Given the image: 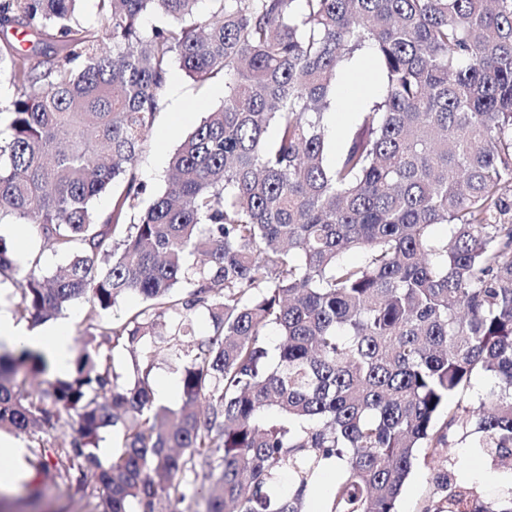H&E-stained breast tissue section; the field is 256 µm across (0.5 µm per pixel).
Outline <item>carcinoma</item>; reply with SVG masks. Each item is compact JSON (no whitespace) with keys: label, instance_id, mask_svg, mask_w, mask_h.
I'll use <instances>...</instances> for the list:
<instances>
[{"label":"carcinoma","instance_id":"cac0c4a2","mask_svg":"<svg viewBox=\"0 0 512 512\" xmlns=\"http://www.w3.org/2000/svg\"><path fill=\"white\" fill-rule=\"evenodd\" d=\"M79 2L0 0V219L69 255L22 269L0 234V278L34 323L88 304L49 390L27 385L42 354L0 349V431L29 437L41 484L96 512H307L335 464L323 512H398L419 453L455 434L512 458V0H213L206 19L197 0H97V25ZM365 53L383 89L329 164L337 80ZM176 63L224 100L154 194L135 161ZM129 295L143 307L101 322ZM147 343L129 383L111 351ZM159 355L182 369L176 410L153 397ZM478 372L496 388L472 414L452 398ZM436 483L424 512H512L446 469ZM42 497L0 491V512Z\"/></svg>","mask_w":512,"mask_h":512}]
</instances>
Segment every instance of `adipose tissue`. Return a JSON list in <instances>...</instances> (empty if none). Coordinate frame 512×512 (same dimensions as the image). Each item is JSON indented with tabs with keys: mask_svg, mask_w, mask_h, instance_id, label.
I'll return each mask as SVG.
<instances>
[{
	"mask_svg": "<svg viewBox=\"0 0 512 512\" xmlns=\"http://www.w3.org/2000/svg\"><path fill=\"white\" fill-rule=\"evenodd\" d=\"M0 340L41 353L56 374H67L73 359V342L69 322L61 321L39 330H30L0 310Z\"/></svg>",
	"mask_w": 512,
	"mask_h": 512,
	"instance_id": "obj_1",
	"label": "adipose tissue"
}]
</instances>
